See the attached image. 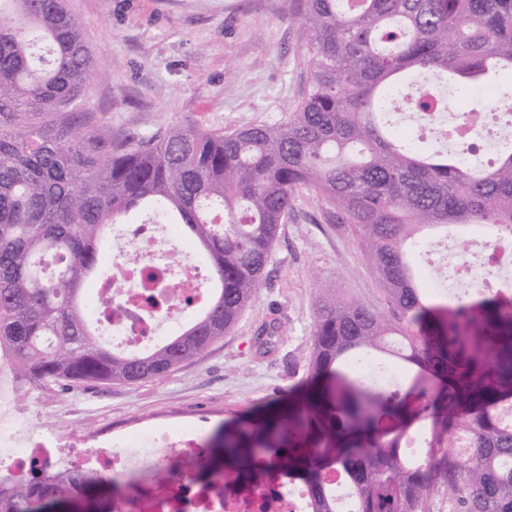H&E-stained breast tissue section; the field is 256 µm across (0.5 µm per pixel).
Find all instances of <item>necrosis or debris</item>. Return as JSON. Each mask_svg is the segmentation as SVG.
<instances>
[{
  "mask_svg": "<svg viewBox=\"0 0 512 512\" xmlns=\"http://www.w3.org/2000/svg\"><path fill=\"white\" fill-rule=\"evenodd\" d=\"M119 236L127 247L109 266L108 279L99 280L94 297L96 311L112 318V339L136 352L158 343L161 316L182 315L187 294L177 274L181 242L174 231L160 224H123ZM448 290L465 295L488 288L512 290V239L497 234L491 226L477 224L466 253L450 257ZM10 361L0 357V457L14 473L31 465L61 470L79 464L102 474L140 470L173 469L177 459L201 457L197 424L171 432L162 428L133 431L106 448L84 454L78 444L49 445L38 432L25 425L16 412V395ZM306 490L298 483L268 482L241 490L223 479L199 483L175 472L169 494L156 499L154 480L142 478L130 485L113 512H305Z\"/></svg>",
  "mask_w": 512,
  "mask_h": 512,
  "instance_id": "4bbe7bcc",
  "label": "necrosis or debris"
}]
</instances>
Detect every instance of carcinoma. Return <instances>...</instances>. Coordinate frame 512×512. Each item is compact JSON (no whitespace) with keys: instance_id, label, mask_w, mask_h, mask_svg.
<instances>
[{"instance_id":"1","label":"carcinoma","mask_w":512,"mask_h":512,"mask_svg":"<svg viewBox=\"0 0 512 512\" xmlns=\"http://www.w3.org/2000/svg\"><path fill=\"white\" fill-rule=\"evenodd\" d=\"M308 31L298 101L273 124L224 133L171 125L112 136L89 111L105 73L67 0H0V351L43 385L134 384L162 377L229 334L267 278L298 188L350 225L392 322L319 289L308 392L279 413L233 415L203 443L204 482L263 472L304 485L306 512H512V293L426 303L408 261L417 232L488 224L512 234V147L486 166L448 139L433 153L395 131L393 100L461 123L512 114V0H284ZM43 45L45 53L33 48ZM145 213L190 236L208 260L211 297L187 327L141 352L101 344L83 294L114 224ZM395 358L408 381L376 385L362 357ZM468 444L465 464L451 454ZM139 475L63 480L0 473V512H105Z\"/></svg>"}]
</instances>
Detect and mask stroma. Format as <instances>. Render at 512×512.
Returning a JSON list of instances; mask_svg holds the SVG:
<instances>
[{
	"label": "stroma",
	"mask_w": 512,
	"mask_h": 512,
	"mask_svg": "<svg viewBox=\"0 0 512 512\" xmlns=\"http://www.w3.org/2000/svg\"><path fill=\"white\" fill-rule=\"evenodd\" d=\"M107 73L90 108L116 135L149 137L177 124L226 132L280 120L298 100L307 31L283 0H69ZM335 289L388 318L396 313L354 237L308 188L295 194L268 280L228 336L165 377L135 384L46 387L14 380L28 422L53 442L77 434L86 453L107 435L176 428L206 415L272 412L307 386L305 354L319 289ZM277 332L258 342L264 325Z\"/></svg>",
	"instance_id": "stroma-1"
}]
</instances>
